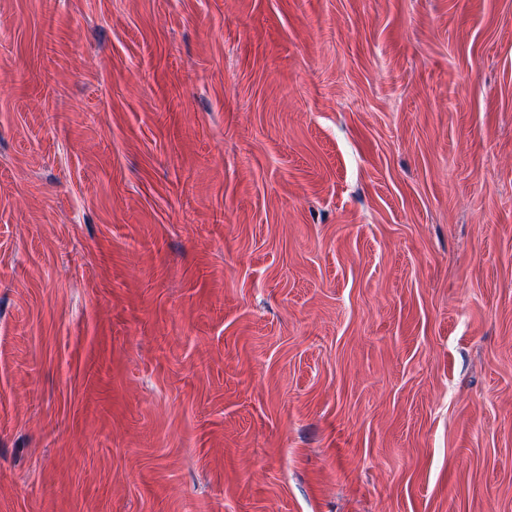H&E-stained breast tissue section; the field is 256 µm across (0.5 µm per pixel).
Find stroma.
I'll use <instances>...</instances> for the list:
<instances>
[{
	"instance_id": "35a3bbf8",
	"label": "stroma",
	"mask_w": 512,
	"mask_h": 512,
	"mask_svg": "<svg viewBox=\"0 0 512 512\" xmlns=\"http://www.w3.org/2000/svg\"><path fill=\"white\" fill-rule=\"evenodd\" d=\"M0 512H512V0H0Z\"/></svg>"
}]
</instances>
